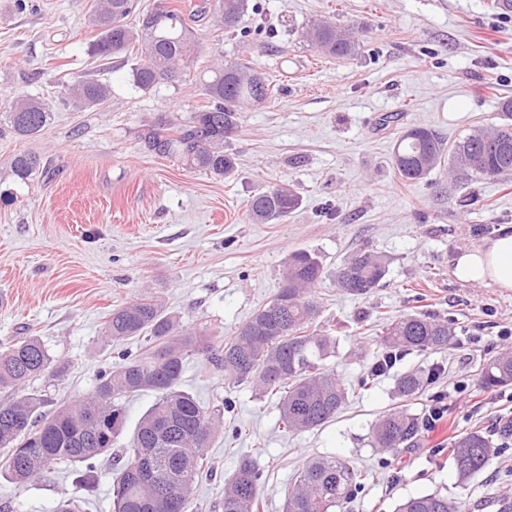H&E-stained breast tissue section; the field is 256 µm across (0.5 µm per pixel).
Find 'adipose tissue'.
<instances>
[{
	"label": "adipose tissue",
	"mask_w": 512,
	"mask_h": 512,
	"mask_svg": "<svg viewBox=\"0 0 512 512\" xmlns=\"http://www.w3.org/2000/svg\"><path fill=\"white\" fill-rule=\"evenodd\" d=\"M453 274L463 282L512 290V230L501 229L482 245L462 251L454 260Z\"/></svg>",
	"instance_id": "1"
}]
</instances>
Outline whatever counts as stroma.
I'll list each match as a JSON object with an SVG mask.
<instances>
[{
  "label": "stroma",
  "instance_id": "35a3bbf8",
  "mask_svg": "<svg viewBox=\"0 0 512 512\" xmlns=\"http://www.w3.org/2000/svg\"><path fill=\"white\" fill-rule=\"evenodd\" d=\"M96 0H0V100L34 96L53 112L34 137H0V347L37 337L68 372L30 383L52 403L86 395L132 338L101 334L112 308L148 295L184 324L207 327L214 342L239 327L276 293L288 256L315 253L323 275L314 288L319 321L335 326L336 355L327 366L356 391L333 420L287 433L277 397L225 380L203 357L190 358L182 387L207 408L232 400L224 428L205 455L209 472L193 498L201 512H221L224 483L240 459L262 473L261 512H285L284 488L306 462L345 460L368 471L361 494L342 512H395L410 496L438 493L464 512H499L512 490V456L461 478L448 454L466 433L494 434L512 418V386L481 383L486 361L512 349V291L457 280L463 250L512 226V176L459 186L447 167L408 183L393 167L394 147L411 126L453 142L495 121L512 99V11L499 0H250L247 23L262 30L246 43L196 22L198 58L179 85L136 88L134 52L93 57L98 32L88 23ZM326 18L360 43L346 59L325 58L302 41L308 21ZM248 64L278 89L270 101L244 106L228 142L237 156L230 177L185 169L148 152L142 130L187 121L206 105L195 74L215 58ZM89 76L112 93L98 109L66 107L67 87ZM41 158L24 182L11 171L19 153ZM286 185L302 205L279 224H255L248 200ZM474 193L476 205L456 199ZM385 256L377 288L354 296L336 283L351 254ZM413 313L452 319L446 350H413L381 376L383 328ZM437 371V380L405 399L403 373ZM366 388H358L362 376ZM442 392L448 418L411 447L381 452L371 429L384 412L423 418ZM78 492L63 465L24 489L0 479V512H55Z\"/></svg>",
  "mask_w": 512,
  "mask_h": 512
}]
</instances>
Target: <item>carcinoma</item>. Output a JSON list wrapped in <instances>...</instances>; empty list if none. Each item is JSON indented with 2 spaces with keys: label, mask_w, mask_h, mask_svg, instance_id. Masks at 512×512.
Returning <instances> with one entry per match:
<instances>
[{
  "label": "carcinoma",
  "mask_w": 512,
  "mask_h": 512,
  "mask_svg": "<svg viewBox=\"0 0 512 512\" xmlns=\"http://www.w3.org/2000/svg\"><path fill=\"white\" fill-rule=\"evenodd\" d=\"M139 0H97L89 22L98 31L92 52L99 58L124 54L137 47L139 60L131 69L133 84L148 91L160 84L186 80L197 40L185 14L161 0L146 12ZM212 25L242 38L251 35L244 26L248 0H216ZM135 17V22L128 18ZM320 54L330 58L355 55V40L327 21L309 24L302 32ZM208 99L205 109L177 126L151 125L140 135L151 152L181 162L186 168L227 177L236 158L224 142L236 132L238 112L247 103L262 104L273 94L264 73L241 63H218L199 82ZM77 108L102 106L110 95L107 85L85 78L67 88ZM9 132L33 137L52 120L50 108L35 98L15 99L0 113ZM465 181L512 175V99L501 103L499 122L475 130L447 145L424 126L406 130L397 141L393 164L407 182L427 178L442 163ZM14 175L29 180L38 175L40 158L32 153L16 155ZM302 205L293 190L276 186L254 194L247 216L255 224H277ZM383 256L358 252L336 270L340 288L365 295L386 274ZM318 257L306 251L293 254L282 273L274 298L257 309L236 335L215 345L207 331L182 324L153 297L112 309L102 334L114 343L142 337L148 349L141 355L121 353L122 362L102 373L90 394L45 413L43 395L28 393L25 385L48 371L63 367L35 336L23 337L0 348V388L13 393L0 400V478L22 488L48 474L51 466L64 463L76 489L91 497L97 491V461L116 456L111 483L113 512H188L191 495L205 471L204 449L223 426V413L205 409L181 388L184 368L194 356H205L224 371L232 384L248 383L259 390L283 391L278 405L283 429L301 433L317 428L336 416L348 400V389L325 368L336 355V338L318 325L320 309L312 288L321 278ZM454 330L446 319L407 314L385 329L389 353L418 349H446ZM431 378L407 372L397 380L403 397H412L430 384ZM488 387L512 385V351L491 359L482 371ZM145 391L157 394L141 416L129 445L116 448L126 421L128 398ZM419 432L418 419L404 410L383 415L372 430V445L390 451L411 443ZM500 444L472 432L460 437L451 449L458 474L468 478L490 460L512 449V429L499 430ZM261 472L248 460L240 461L224 484L222 512H258ZM362 471L335 458L307 462L285 489L286 512H334L365 486ZM396 512H463L461 503L438 493L408 497Z\"/></svg>",
  "instance_id": "carcinoma-1"
}]
</instances>
